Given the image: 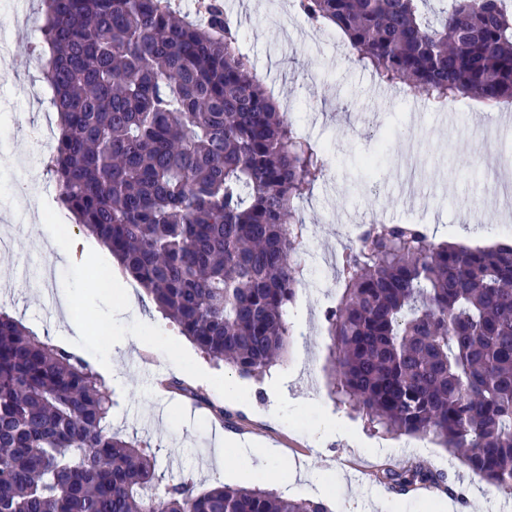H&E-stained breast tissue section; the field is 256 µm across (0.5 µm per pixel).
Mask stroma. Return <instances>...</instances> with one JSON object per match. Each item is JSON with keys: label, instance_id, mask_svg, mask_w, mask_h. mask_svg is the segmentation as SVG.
<instances>
[{"label": "stroma", "instance_id": "obj_1", "mask_svg": "<svg viewBox=\"0 0 512 512\" xmlns=\"http://www.w3.org/2000/svg\"><path fill=\"white\" fill-rule=\"evenodd\" d=\"M19 14L0 8V31L12 33L11 76L0 74V310L61 343L72 330L59 309L70 298L86 327L89 350L112 353L105 388L113 401L110 430L150 444L163 481L188 476L275 488L274 476L296 470L290 495L323 500L331 512H501L512 496L479 482L460 460L427 440L371 430L340 405L327 384L325 315L340 290L336 262L346 247L349 217L398 219L416 211L442 228L444 240L467 247L512 244V213L492 204L499 157L478 149L482 137L512 148V117L481 112L476 99L430 110L410 89L374 95L376 82L354 63L335 28L310 25L294 0H223L237 24L254 70L283 112L322 146L327 170L301 212L308 227L304 286L291 311L292 336L283 364L263 380L240 377L182 336L145 291L136 304L108 298L93 284L101 266L91 252L82 266L58 262L43 241L36 216L13 194L17 181L52 197L55 181L43 169L53 145L37 142L50 109L17 86L45 85L44 60L33 53L41 26L39 0ZM238 385V401L224 397ZM223 407L218 419L212 406ZM420 462L444 472L453 494L425 486L398 494L375 480L384 467Z\"/></svg>", "mask_w": 512, "mask_h": 512}]
</instances>
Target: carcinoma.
Instances as JSON below:
<instances>
[{"label": "carcinoma", "mask_w": 512, "mask_h": 512, "mask_svg": "<svg viewBox=\"0 0 512 512\" xmlns=\"http://www.w3.org/2000/svg\"><path fill=\"white\" fill-rule=\"evenodd\" d=\"M61 202L181 335L243 377L290 342L302 285L300 204L324 151L279 111L221 0H41ZM355 61L434 108L512 104V0H298ZM326 314L334 392L390 435L427 438L512 494V244H436L373 223L336 267ZM112 401L78 354L0 311V512H329L258 486L157 490V459L108 431ZM396 492L447 478L384 468Z\"/></svg>", "instance_id": "obj_1"}]
</instances>
